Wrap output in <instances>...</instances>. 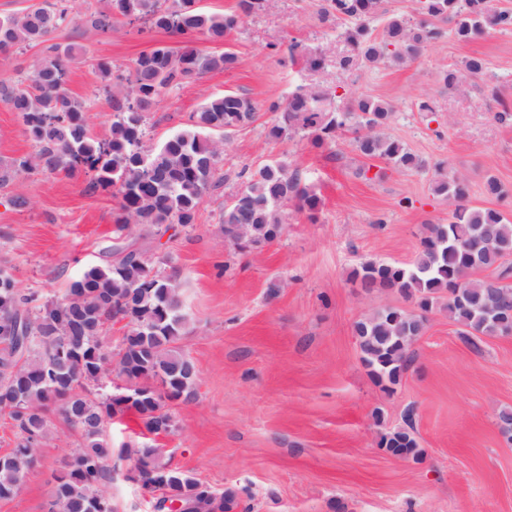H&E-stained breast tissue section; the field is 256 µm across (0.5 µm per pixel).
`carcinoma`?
Masks as SVG:
<instances>
[{
  "instance_id": "cac0c4a2",
  "label": "carcinoma",
  "mask_w": 512,
  "mask_h": 512,
  "mask_svg": "<svg viewBox=\"0 0 512 512\" xmlns=\"http://www.w3.org/2000/svg\"><path fill=\"white\" fill-rule=\"evenodd\" d=\"M68 2L0 15V55L41 47L29 81L0 82V101L17 114L34 148L27 156L0 160V192L12 207L22 208L26 199L9 194L19 174L84 175L90 190L118 199L112 223L119 232L140 225L193 226L205 195L221 184L216 173L224 133L254 123L256 106L244 94L211 97L192 113L188 128L156 147L148 144V116L167 92L237 65L234 51H202L194 37L222 43L242 17L268 10L270 0H237L235 10L224 13L195 8L193 0H106L89 13L86 23L103 35L126 19L183 42L179 49L159 46L143 53L125 71L97 59L101 89L112 111L108 139L92 134L87 112L67 88L69 68L86 50L53 41V34L72 22ZM420 3V22L392 16L379 40L370 22L386 14L383 0H325L324 17L350 23L341 33L348 51L340 66L350 70L388 55L414 57L424 44L441 37L435 19H453L460 41L512 31V9H495L490 0ZM485 69L483 59L472 57L463 68L444 72L442 81L454 87ZM336 98L334 91L301 86L271 103L269 111L277 117L266 128L267 139L283 142L300 135L321 148L349 133L367 158H379L397 170L421 167L402 142L384 132L394 115L392 104L359 96L340 109ZM237 178L242 187L219 216L225 240L243 229L256 246L274 241L290 202L315 219L320 198L286 159L240 171ZM433 192L452 201L454 209L448 221L425 226L410 263L366 260L352 271L364 293L390 290L419 307L416 313L383 306L355 324L361 359L385 388L406 370L411 346L434 309L448 312V319L469 336L498 335L497 327L485 321L488 306L504 310V319L512 324V267L506 264L512 222L495 209L472 206L467 179L451 169L434 181ZM484 193L500 201L509 197L493 176L485 179ZM112 254L115 261L87 267L62 295L44 300L24 293L12 275L0 271V413L8 415L18 434L15 447L0 456V500L21 490L58 417L79 433L81 443L53 474L50 499L64 501L66 512H112L109 422L132 410L145 430L154 433L172 417L171 405L195 396L197 374L188 371L193 362L176 347L185 324L180 286L175 275L155 269L169 257L154 262L127 244L113 247ZM479 269H492L495 275L478 277ZM114 313L122 314L128 327L116 354L103 336ZM381 445L393 455L416 458L421 453L405 428L384 436ZM136 453L139 485L151 494L153 512H164L168 491L186 505L205 503L208 512L238 506L234 492L217 493L172 466L157 449L144 446Z\"/></svg>"
}]
</instances>
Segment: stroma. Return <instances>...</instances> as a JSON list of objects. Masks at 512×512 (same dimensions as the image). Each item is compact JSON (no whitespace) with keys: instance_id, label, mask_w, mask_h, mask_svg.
I'll return each instance as SVG.
<instances>
[{"instance_id":"stroma-1","label":"stroma","mask_w":512,"mask_h":512,"mask_svg":"<svg viewBox=\"0 0 512 512\" xmlns=\"http://www.w3.org/2000/svg\"><path fill=\"white\" fill-rule=\"evenodd\" d=\"M104 2L72 0L75 19L56 35L86 50L67 87L101 138L110 133L112 111L97 59L124 70L141 53L180 46L175 36L124 23L99 34L84 18ZM321 7L322 0H275L243 18L228 42L237 66L165 94L149 117L157 145L186 127L208 97L243 93L257 107L251 126L226 137L224 185L205 196L193 227L176 224L158 235L139 226L124 238L149 257L169 256L179 270L187 322L178 346L198 378L195 399L172 405L169 435L149 438L132 411L113 420L115 512H152L125 478L131 460L123 453L148 441L213 490L234 491L236 512H512V442L497 425L499 412L512 409V337L473 344L446 312H432L410 366L385 392L362 362L354 326L377 308L411 311L416 304L384 289L364 294L350 280L366 260L408 263L424 224L447 220V200L432 192L438 165L469 180L472 204L498 208L512 221V202L482 193L489 175L512 189V121L496 118L502 102L512 103V32L464 42L453 20H443L442 37L418 57L346 71L339 59L347 45L337 37L346 23L322 22ZM292 43L322 50L324 69L308 70L301 57H290ZM473 56L485 60L484 76L458 91L446 88L442 73ZM299 86H340L347 96L391 103L386 133L418 156L422 169L383 170L382 160L362 157L347 135L320 149L300 137L269 141L270 104ZM424 99L432 113L420 111ZM31 151L16 113L0 103V160ZM283 155L319 196L316 220L292 204L275 241L258 249L231 245L219 214L241 187L237 172ZM364 168L373 178L361 176ZM86 184L83 177L25 174L13 190L27 206L0 204V269L22 291L61 294L88 266L108 261L117 201ZM408 424L421 454L403 460L381 439ZM79 441L56 423L39 465L15 497L0 500V512H43L53 470Z\"/></svg>"}]
</instances>
